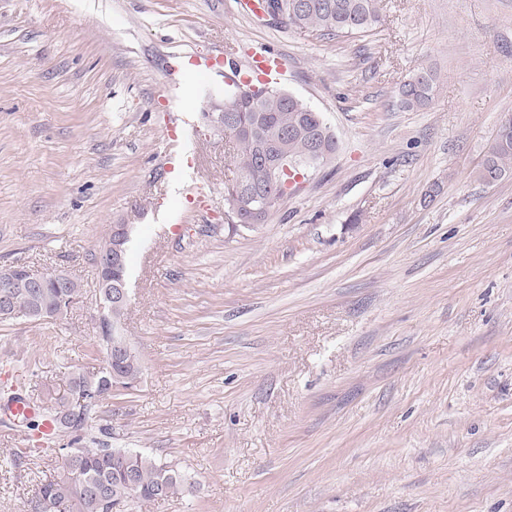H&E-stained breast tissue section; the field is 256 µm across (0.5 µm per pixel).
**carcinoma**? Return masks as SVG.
Masks as SVG:
<instances>
[{
  "instance_id": "obj_1",
  "label": "carcinoma",
  "mask_w": 512,
  "mask_h": 512,
  "mask_svg": "<svg viewBox=\"0 0 512 512\" xmlns=\"http://www.w3.org/2000/svg\"><path fill=\"white\" fill-rule=\"evenodd\" d=\"M381 0H275L277 7L287 13L280 25L287 28L313 29L321 35L345 38L366 35L381 21ZM435 78L422 71L404 81L398 89V104L404 111H413L429 103ZM223 110L236 114L240 120L255 126L250 135L237 137L231 156L235 169L248 175L255 190L274 197L284 192L269 180L267 167L260 161L264 150H278L282 135L296 131L288 138V157L306 162L311 160L310 141L329 129L322 115L293 95L275 87L257 84L224 87ZM485 184L512 179V120L504 118L488 148L478 171ZM59 295L77 299L82 295L79 279L65 288L58 287L53 272L46 273L43 287L18 288L13 303L21 310L32 307L39 299L52 300ZM125 310L116 309L109 319L99 325L98 341L103 353V366L96 372L74 371L69 379L71 397L84 398V404L49 411L56 421L55 435L68 436L70 441L61 448L41 451H21L13 462L31 456L53 454L62 462L63 474L41 484L37 492V512H124L130 485L139 491L138 500L151 502L175 494L186 483L185 475L158 463L154 458L126 448H83V431L89 414L112 391L133 387L141 372L140 357L121 333ZM123 351L114 362L109 348Z\"/></svg>"
}]
</instances>
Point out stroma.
I'll use <instances>...</instances> for the list:
<instances>
[{
    "instance_id": "stroma-1",
    "label": "stroma",
    "mask_w": 512,
    "mask_h": 512,
    "mask_svg": "<svg viewBox=\"0 0 512 512\" xmlns=\"http://www.w3.org/2000/svg\"><path fill=\"white\" fill-rule=\"evenodd\" d=\"M372 33L280 30L235 0H0V268L78 276L58 319L0 322L7 391L48 408L103 364L94 256L130 227L123 332L142 370L86 437L190 484L129 512H512V179L477 178L512 114V0H383ZM273 50L282 90L334 132L265 224L233 225L223 73L190 53ZM427 70L431 101L397 106ZM186 122L209 193L163 170ZM0 512H32L57 459L16 466Z\"/></svg>"
}]
</instances>
